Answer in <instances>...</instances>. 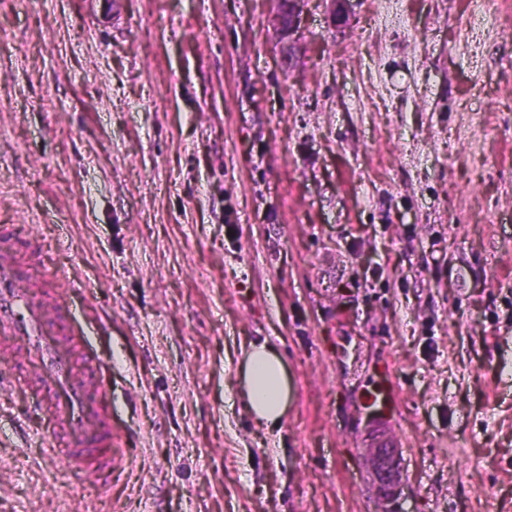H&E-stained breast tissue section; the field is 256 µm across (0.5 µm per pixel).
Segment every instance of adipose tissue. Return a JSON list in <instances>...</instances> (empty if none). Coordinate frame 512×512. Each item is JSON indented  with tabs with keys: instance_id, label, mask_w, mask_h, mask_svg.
Segmentation results:
<instances>
[{
	"instance_id": "adipose-tissue-1",
	"label": "adipose tissue",
	"mask_w": 512,
	"mask_h": 512,
	"mask_svg": "<svg viewBox=\"0 0 512 512\" xmlns=\"http://www.w3.org/2000/svg\"><path fill=\"white\" fill-rule=\"evenodd\" d=\"M237 393L244 408L258 425L277 428L288 405L286 367L277 350L264 343H249L241 349L237 369Z\"/></svg>"
}]
</instances>
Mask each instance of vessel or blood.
<instances>
[{
	"instance_id": "1",
	"label": "vessel or blood",
	"mask_w": 512,
	"mask_h": 512,
	"mask_svg": "<svg viewBox=\"0 0 512 512\" xmlns=\"http://www.w3.org/2000/svg\"><path fill=\"white\" fill-rule=\"evenodd\" d=\"M45 260L38 238L19 226H0V335L10 337L22 361L35 368L33 378H17L15 387L31 397L28 418L47 415L65 436L55 459L71 472L112 479L113 457L108 447L117 437L111 418L100 405V391L91 390L74 374L67 353L57 340L70 333L75 313L71 294L84 293L81 281L69 282V296L33 302L22 286L26 276Z\"/></svg>"
}]
</instances>
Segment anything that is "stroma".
<instances>
[{
	"instance_id": "stroma-1",
	"label": "stroma",
	"mask_w": 512,
	"mask_h": 512,
	"mask_svg": "<svg viewBox=\"0 0 512 512\" xmlns=\"http://www.w3.org/2000/svg\"><path fill=\"white\" fill-rule=\"evenodd\" d=\"M0 0V225L83 281L122 448L0 391V512H512V0ZM281 428L230 407L238 350ZM237 384L228 403L234 401V406L238 394L258 425L268 430L277 428L285 417L289 395L286 367L277 350L266 343L242 346Z\"/></svg>"
}]
</instances>
